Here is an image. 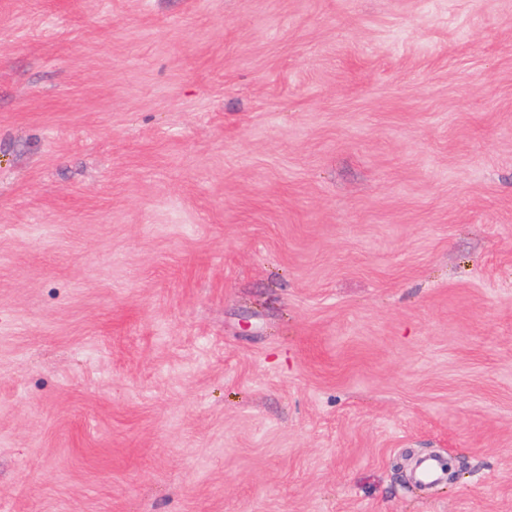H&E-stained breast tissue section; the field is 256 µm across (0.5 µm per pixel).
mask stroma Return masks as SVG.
<instances>
[{"instance_id":"1","label":"stroma","mask_w":512,"mask_h":512,"mask_svg":"<svg viewBox=\"0 0 512 512\" xmlns=\"http://www.w3.org/2000/svg\"><path fill=\"white\" fill-rule=\"evenodd\" d=\"M0 512H512V0H0Z\"/></svg>"}]
</instances>
